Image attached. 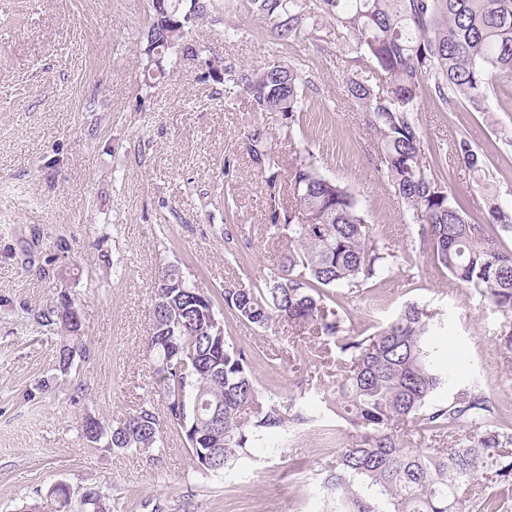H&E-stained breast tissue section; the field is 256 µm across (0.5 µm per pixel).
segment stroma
I'll return each instance as SVG.
<instances>
[{"mask_svg":"<svg viewBox=\"0 0 512 512\" xmlns=\"http://www.w3.org/2000/svg\"><path fill=\"white\" fill-rule=\"evenodd\" d=\"M150 0H0V512H25L58 482L93 489L107 512H336L322 473L347 434L321 398L336 364L314 366L318 335L280 321L268 328L225 313L224 291L277 271L287 237L266 229L269 189L246 149L265 123L284 164L312 157L357 197L372 234L394 254L396 277L338 290L342 328L366 336L414 303L441 323L436 359L448 385L478 386L512 418V359L496 344L503 317L435 269L375 166V141L348 100V70L368 73L345 31L322 24L281 43L261 19L215 7L193 26L196 51L165 55L164 77L144 72L140 38ZM276 59L304 84L299 125L260 116L222 82L223 66ZM488 113L425 96L417 106L427 163L473 214L483 195L452 158L472 137L503 206L512 207V88ZM179 266L224 313V333L256 361L268 394L304 393L312 416L272 432L215 474L193 466L182 433L126 452L90 444L86 417L103 423L168 402L147 344L162 267ZM79 309L87 352L56 368L62 337L35 315L60 294Z\"/></svg>","mask_w":512,"mask_h":512,"instance_id":"obj_1","label":"stroma"}]
</instances>
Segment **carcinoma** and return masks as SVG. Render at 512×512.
I'll use <instances>...</instances> for the list:
<instances>
[{
	"label": "carcinoma",
	"instance_id": "1",
	"mask_svg": "<svg viewBox=\"0 0 512 512\" xmlns=\"http://www.w3.org/2000/svg\"><path fill=\"white\" fill-rule=\"evenodd\" d=\"M152 16L142 49L147 67L158 54L186 45L193 23L207 10L201 0H151ZM240 8L270 25L287 42L324 19L353 40L372 62L371 75H349L346 96L364 112L377 144L376 166L394 189L402 213L418 225L420 249L435 265L487 299L504 317L499 349L512 354V209L502 207L486 186V161L471 140L454 142L458 166L486 191L485 211L475 220L448 195L442 179L424 162L415 118L418 101L433 94L446 104L467 101L485 109L491 92L512 86V0H240ZM233 85L260 114H279L292 124L304 109L302 78L289 63L273 60L256 68H224ZM386 82L382 91L372 78ZM247 147L270 197L276 198L279 156L266 128L247 136ZM294 206L270 210V229L288 231L292 247L279 270L258 286L224 289V308L259 327L275 320L309 327L333 341L336 384L326 403L350 429L336 449L323 488L344 512H502L512 500V421L496 414L476 386L458 390L446 404L432 405L448 384L430 357L435 315L415 304L368 335H343L336 309L328 305L338 288H356L394 274L395 255L378 245L356 196L322 175L314 163L299 160L288 173ZM197 284L184 279L173 300L182 321L167 332L154 329L160 344L152 350L162 365L158 380L168 401V422L207 418V403H224V445L215 447L208 472H222L265 434L286 422L308 420L292 396L283 404L263 396L253 360L223 340L222 355L202 334ZM57 301L39 318L47 325L66 319ZM172 340L196 355L183 369L165 366L162 343ZM128 430L114 447H164L154 412L140 408L125 418ZM448 436L445 448L432 445ZM54 512H95L90 500L73 502L62 489L50 497Z\"/></svg>",
	"mask_w": 512,
	"mask_h": 512
}]
</instances>
